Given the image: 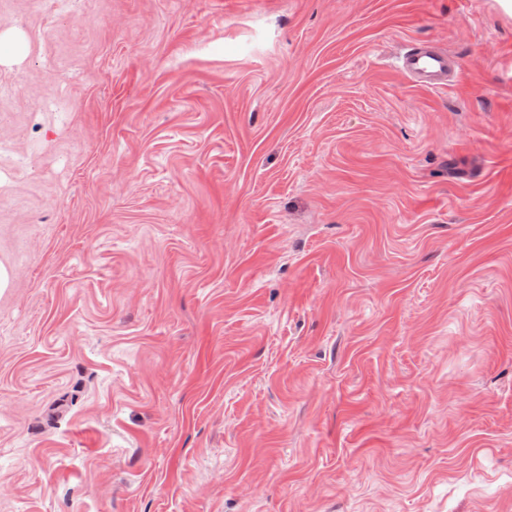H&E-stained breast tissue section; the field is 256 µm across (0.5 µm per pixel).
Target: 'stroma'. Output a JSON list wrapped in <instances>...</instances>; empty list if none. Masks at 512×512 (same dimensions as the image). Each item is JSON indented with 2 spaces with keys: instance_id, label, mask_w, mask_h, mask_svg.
Here are the masks:
<instances>
[{
  "instance_id": "stroma-1",
  "label": "stroma",
  "mask_w": 512,
  "mask_h": 512,
  "mask_svg": "<svg viewBox=\"0 0 512 512\" xmlns=\"http://www.w3.org/2000/svg\"><path fill=\"white\" fill-rule=\"evenodd\" d=\"M1 41L0 512H512L498 0H0ZM398 70L420 87L446 86L457 72L448 52L421 45L411 47L399 60Z\"/></svg>"
}]
</instances>
